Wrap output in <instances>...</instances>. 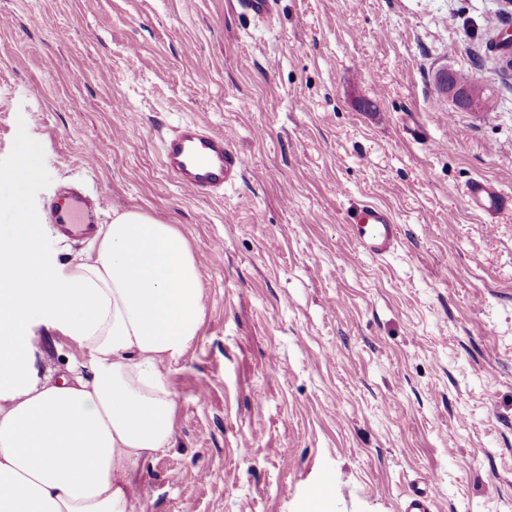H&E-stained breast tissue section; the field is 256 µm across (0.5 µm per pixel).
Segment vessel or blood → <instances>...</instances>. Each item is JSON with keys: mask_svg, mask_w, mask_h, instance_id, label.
<instances>
[{"mask_svg": "<svg viewBox=\"0 0 512 512\" xmlns=\"http://www.w3.org/2000/svg\"><path fill=\"white\" fill-rule=\"evenodd\" d=\"M160 165L165 175L190 196L208 200L223 196L247 166L229 134L210 127L184 122L161 140ZM469 206L479 213L503 207L505 197L484 180L469 183ZM100 200L78 192L63 194L51 207L47 220L59 234L84 239L98 230ZM348 222L360 248L374 257L393 252L398 244V229L390 211L382 206H365L353 212Z\"/></svg>", "mask_w": 512, "mask_h": 512, "instance_id": "vessel-or-blood-1", "label": "vessel or blood"}]
</instances>
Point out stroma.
Instances as JSON below:
<instances>
[{
	"label": "stroma",
	"instance_id": "stroma-1",
	"mask_svg": "<svg viewBox=\"0 0 512 512\" xmlns=\"http://www.w3.org/2000/svg\"><path fill=\"white\" fill-rule=\"evenodd\" d=\"M501 0H0V169L25 188L41 246L96 255L44 221L66 184L174 224L199 263L205 319L171 371L174 446L143 467L141 512H512V207L472 212L482 177L512 195V71ZM462 70L491 110L461 111ZM39 95H32L33 86ZM229 132L247 167L218 200L162 171L184 121ZM386 207L389 255L348 211ZM495 231H488V224ZM87 352L59 333L41 366ZM455 80L460 86H467L472 82L469 74L464 71H454ZM437 89L441 94L448 95V98L454 104L464 110L478 111L480 110L482 100L485 96V88L476 81L468 87L461 88L452 77V73L447 69L439 74L436 80ZM360 248L373 257L393 252L398 244L397 224L390 211L382 206H365L353 212L347 220Z\"/></svg>",
	"mask_w": 512,
	"mask_h": 512
}]
</instances>
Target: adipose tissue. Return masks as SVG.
Listing matches in <instances>:
<instances>
[{"label":"adipose tissue","instance_id":"ef3b65f1","mask_svg":"<svg viewBox=\"0 0 512 512\" xmlns=\"http://www.w3.org/2000/svg\"><path fill=\"white\" fill-rule=\"evenodd\" d=\"M0 228V512H137L140 471L171 448L169 373L204 321L197 260L175 225L113 211L94 260L52 263L26 209ZM48 328L90 359L71 378L38 366Z\"/></svg>","mask_w":512,"mask_h":512}]
</instances>
